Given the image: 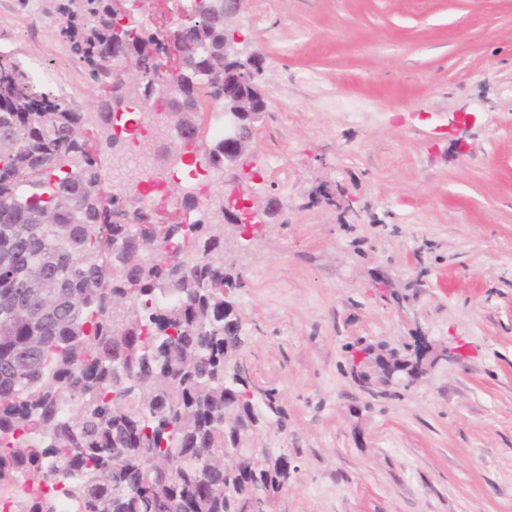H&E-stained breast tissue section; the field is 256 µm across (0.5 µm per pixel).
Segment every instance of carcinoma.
<instances>
[{
  "label": "carcinoma",
  "mask_w": 512,
  "mask_h": 512,
  "mask_svg": "<svg viewBox=\"0 0 512 512\" xmlns=\"http://www.w3.org/2000/svg\"><path fill=\"white\" fill-rule=\"evenodd\" d=\"M58 38L99 85L112 83L113 0H54ZM199 71L224 68L222 15L175 26ZM138 75L159 79L158 34L127 46ZM178 83L192 106L221 91ZM82 115L33 85L0 55V485L32 476L24 512H277L287 483V413L272 389L224 368L247 341L234 326L240 276L224 266V225L153 224L129 234L104 204ZM177 240V270L147 242ZM173 305L156 298L163 287ZM398 378L415 377L417 345ZM66 400L76 405L63 411ZM258 430L268 451L253 467L224 458ZM270 489L263 504L244 492Z\"/></svg>",
  "instance_id": "carcinoma-1"
}]
</instances>
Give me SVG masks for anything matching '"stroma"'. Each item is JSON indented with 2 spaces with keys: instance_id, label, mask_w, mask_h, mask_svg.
Instances as JSON below:
<instances>
[{
  "instance_id": "stroma-1",
  "label": "stroma",
  "mask_w": 512,
  "mask_h": 512,
  "mask_svg": "<svg viewBox=\"0 0 512 512\" xmlns=\"http://www.w3.org/2000/svg\"><path fill=\"white\" fill-rule=\"evenodd\" d=\"M191 0H137L155 30ZM52 0H0V51L82 112L104 191L124 141ZM268 110L224 227L253 381L288 414L279 512H512V0H246ZM432 354L365 391L362 348ZM465 343L467 360L442 348ZM394 351L397 353V358L402 361V369L395 373V376L398 378L406 379L407 377H414L419 373L422 366H425L428 356H425V350H423L422 345L415 346L413 351V356L411 358H406L402 356L400 352L396 349Z\"/></svg>"
}]
</instances>
